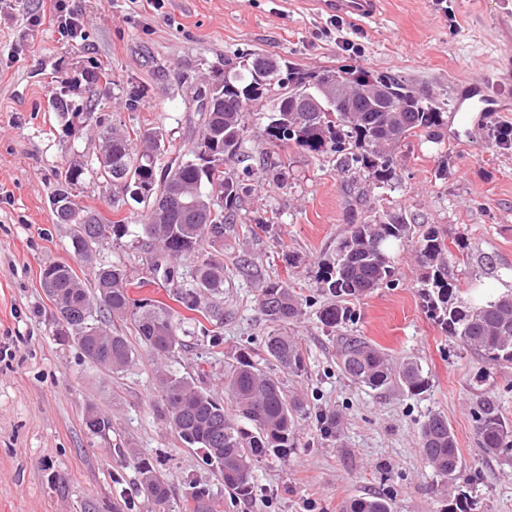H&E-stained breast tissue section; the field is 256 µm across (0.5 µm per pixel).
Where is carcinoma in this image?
<instances>
[{"label": "carcinoma", "instance_id": "1", "mask_svg": "<svg viewBox=\"0 0 512 512\" xmlns=\"http://www.w3.org/2000/svg\"><path fill=\"white\" fill-rule=\"evenodd\" d=\"M321 74L336 78L342 87L380 85L388 94L355 96L354 112H325L314 106L296 112L298 91L312 82L314 72L246 52L225 64L224 74L207 83L210 108L195 109L197 122L191 130L195 138L183 155L159 164V156L168 149L163 134L155 128L137 129L132 135L116 127L107 131L93 172L101 176L106 168H118L112 174V185L134 203L147 206V211L142 222L133 226L123 219L102 222L99 215L79 206L71 193L83 181L87 168L69 166L52 194L68 203L75 255L90 260L99 241L136 237L150 255L149 273L171 288L173 301L201 313L213 325L212 342L219 343L223 308L204 299L223 292L224 262L202 255V250L206 244L224 240L226 225L237 220L253 181L280 179V172L268 163L267 147L334 155L340 170L383 188L395 180L396 150L402 143L411 137L438 143L448 128L447 112L396 73L344 64ZM50 106L66 118L67 129L72 128V118L82 114V108L62 97L54 98ZM251 137L258 145L254 153L247 154L245 144ZM202 147L209 151L205 161L199 156ZM237 165L242 170H236ZM170 194L179 195L183 206L154 207L157 198ZM363 196L359 191L348 203V228L336 244V254L318 267L320 291L330 298L319 312L321 324L333 331L343 328L356 318L351 300L394 286L392 250L413 240L429 317L486 363L511 366L512 293L486 298L475 306L455 301L459 289L448 280L449 252L440 231L430 227L418 232L393 207L381 209L369 220L364 217ZM189 254L196 255L197 262L187 271L180 260ZM41 282L62 334L71 337L81 354L97 366L118 373L132 360L128 338L107 327L114 319L130 321L138 340L158 357L166 358L182 347L176 311L159 300L131 298L132 282L120 262L94 267L91 292L64 265L45 268ZM307 303L286 282L271 281L262 289L260 315L277 329L266 336L259 350L240 351L236 363L225 369L224 390L235 408L234 418L194 381L171 372L160 375L171 429L183 443L202 451L205 463L220 471L224 486L243 498L251 495L253 471L263 458L286 456L297 447L295 432L300 416L306 414L304 403L288 398L262 366L272 364L296 375L305 371L301 349L288 336L286 326L302 315ZM337 360L352 382L371 391L397 387L417 393L429 384L417 360L396 361L357 336L341 337ZM87 413L93 418L85 424L89 432L100 434L110 428L109 419L96 408H88ZM472 420L480 447L491 454L512 452V424L506 422L494 399L477 397ZM318 423L324 436L339 439L337 414H322ZM419 446L442 481L469 483L456 436L443 415L426 417ZM138 473L147 499L157 509H166L170 488L165 477L146 461L139 462ZM192 500L193 512L218 508L204 488L196 490ZM343 512H393V506L383 497L365 496L351 499Z\"/></svg>", "mask_w": 512, "mask_h": 512}]
</instances>
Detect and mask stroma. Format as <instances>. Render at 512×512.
<instances>
[{
  "label": "stroma",
  "instance_id": "35a3bbf8",
  "mask_svg": "<svg viewBox=\"0 0 512 512\" xmlns=\"http://www.w3.org/2000/svg\"><path fill=\"white\" fill-rule=\"evenodd\" d=\"M50 0H15L0 18V512H155L139 485V461L167 478L172 512H184L194 488L209 489L222 512H342L358 496L389 498L394 512H453L458 491L436 476L418 445L422 422L443 413L472 483L473 512H512V460L485 454L470 415L477 396L497 400L512 422V366L490 368L429 318L420 295L413 245L394 252L397 284L354 300L346 326L398 357L418 359L429 378L421 393L397 388L373 392L353 384L336 359L337 335L318 320L324 298L315 275L336 251L348 224L347 177L333 157L292 148L276 155L283 184L256 186L222 243L209 251L224 262L223 340L211 346L194 321L180 322L184 342L159 361L134 342L129 367L112 373L90 363L60 336L55 309L41 286L49 265H66L93 284V264L120 262L134 281L133 298L167 301L149 282L145 254L135 237L103 239L92 262L71 250L73 227L58 223L50 203L60 171L89 167L76 191L79 205L100 217L139 223L143 206L113 210L117 191L93 174L107 128L156 127L174 150H187L194 89L249 50L308 70L355 64L404 77L423 97L453 111L461 83L493 82L512 104V84L498 60L512 54L499 37L503 0H385L371 22L318 12L312 0H165L161 10L141 0H75L82 35L61 37L56 26L29 25L48 15ZM100 67L95 122L66 128L49 103L56 96L84 103L83 70ZM512 124V111L478 125H453L440 143L414 137L398 151L397 178L384 189L367 185L365 208L393 205L409 222L437 227L452 255L468 253L453 276L463 299L512 291V145L494 134ZM269 222L270 233L255 232ZM296 263L287 264L286 255ZM252 270L239 268V257ZM493 258L486 266L485 258ZM288 282L310 298L288 333L301 348L305 372L271 373L285 392L305 401L297 448L269 457L253 473L254 495L225 489L221 473L201 461L170 428L158 374L167 369L199 379L225 399L224 368L239 349L259 348L272 324L258 301L268 280ZM112 422L89 433L88 407ZM340 417L339 442L320 438L316 417Z\"/></svg>",
  "mask_w": 512,
  "mask_h": 512
}]
</instances>
